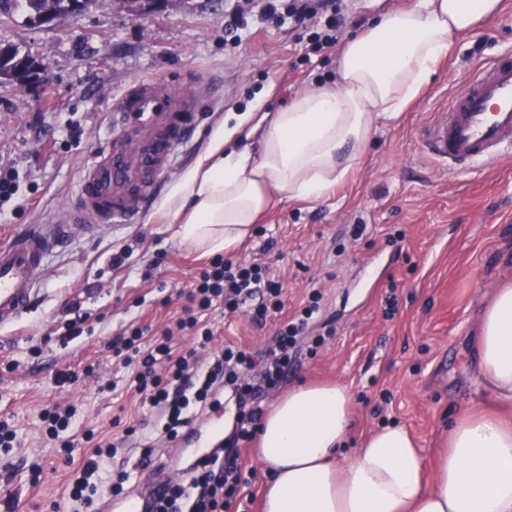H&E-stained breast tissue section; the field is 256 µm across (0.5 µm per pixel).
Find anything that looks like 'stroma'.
Instances as JSON below:
<instances>
[{
    "label": "stroma",
    "mask_w": 512,
    "mask_h": 512,
    "mask_svg": "<svg viewBox=\"0 0 512 512\" xmlns=\"http://www.w3.org/2000/svg\"><path fill=\"white\" fill-rule=\"evenodd\" d=\"M0 45L45 66L41 83L0 80V174L18 191L0 205V239L26 224L61 216L84 163L103 145L113 107L137 80L160 79L199 93L189 145L178 148L160 194L129 224L79 232L49 259L40 293L17 327L0 329V420L14 417L19 448L0 501L16 512H70L69 482L87 454L49 447L38 431L51 404H74L86 426L108 433L115 419L154 421L157 412L129 389L107 343L131 322L171 324L205 255L186 249L165 201L206 154L218 130L225 149L258 148L249 119L273 117L303 91L336 81L337 48L312 47L288 16H264V0H164L133 12L124 0H89L78 15L35 25L0 17ZM512 49V0L475 33L456 41L419 98L383 120L359 166L318 201L274 200L251 235L226 257L271 267L285 308L254 323L247 312L213 311L214 347L270 345L285 316L310 291L325 294L303 340L333 328L316 356L301 355L283 383L332 382L348 388L353 412L344 454L387 424L405 425L435 466L460 409L480 407L512 420V406L472 377L477 321L498 288L512 285V160L452 172L424 153L425 126L448 110L449 95L487 57ZM365 225L353 238V225ZM126 252L122 267L112 258ZM89 315L81 336L56 337L65 305ZM47 337L40 355L28 336ZM99 364L115 384H60L56 373ZM254 478L229 512H261L269 479L253 447L242 450ZM43 467L31 484L29 467Z\"/></svg>",
    "instance_id": "obj_1"
}]
</instances>
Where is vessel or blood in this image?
I'll use <instances>...</instances> for the list:
<instances>
[{"label": "vessel or blood", "instance_id": "obj_1", "mask_svg": "<svg viewBox=\"0 0 512 512\" xmlns=\"http://www.w3.org/2000/svg\"><path fill=\"white\" fill-rule=\"evenodd\" d=\"M195 103V95L158 80L137 83L116 103L114 129L85 167L61 223L29 224L0 241V328L28 310L49 256L75 230L115 225L144 210L172 168ZM421 144L458 172L512 155L511 50L477 67L453 95L447 117L425 128Z\"/></svg>", "mask_w": 512, "mask_h": 512}]
</instances>
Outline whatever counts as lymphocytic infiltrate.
I'll return each mask as SVG.
<instances>
[{
	"instance_id": "lymphocytic-infiltrate-1",
	"label": "lymphocytic infiltrate",
	"mask_w": 512,
	"mask_h": 512,
	"mask_svg": "<svg viewBox=\"0 0 512 512\" xmlns=\"http://www.w3.org/2000/svg\"><path fill=\"white\" fill-rule=\"evenodd\" d=\"M283 6L298 25L309 30L313 40L336 45L343 24L339 0H267L268 18H278ZM281 294L280 283L268 269L217 255L199 269L188 291V303L171 328L149 339L145 328L136 326L129 334L112 339L108 348L128 369L130 388L159 411L154 424L159 438H178L197 417L219 407L220 396L226 390L235 400L238 415L224 444L185 469L181 481L175 484L163 478L166 465L151 447L142 450L135 470L122 465L111 470L103 467L105 460L114 457L116 448L144 438V421H130L109 436L85 430L82 438L90 443L91 451L70 481L75 512H96L99 498L122 495L136 470H148L155 476L146 512H228L246 481L240 450L256 436L263 414L262 398L279 386L293 365L298 338L318 314L323 296L312 292L306 305L277 331L273 345L261 353L235 343L211 351L214 332L203 315L217 306L233 314L249 303L253 306L252 319L260 323L269 309H281ZM177 331L194 339L193 347L181 354L170 345Z\"/></svg>"
}]
</instances>
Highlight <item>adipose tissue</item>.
<instances>
[{
	"label": "adipose tissue",
	"instance_id": "1",
	"mask_svg": "<svg viewBox=\"0 0 512 512\" xmlns=\"http://www.w3.org/2000/svg\"><path fill=\"white\" fill-rule=\"evenodd\" d=\"M502 0H412L348 39L337 82L294 98L258 121L259 148L211 151L167 202L183 243L214 254L246 238L273 197L316 201L361 161L380 120L395 118L428 83L455 40ZM474 379L512 404V287L496 291L478 323ZM350 393L305 385L258 423L271 471L262 512H512V424L463 410L448 431L434 481L404 426L374 430L348 457Z\"/></svg>",
	"mask_w": 512,
	"mask_h": 512
}]
</instances>
